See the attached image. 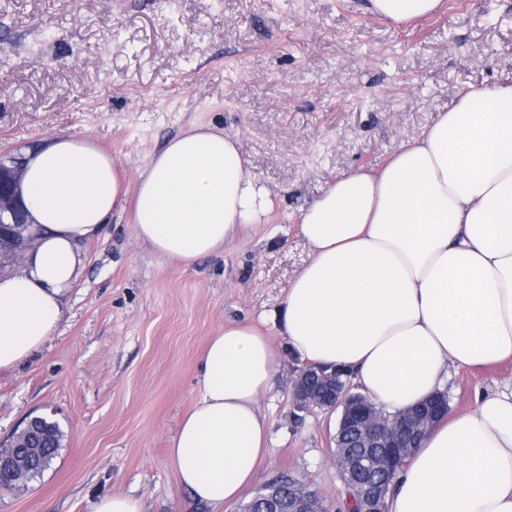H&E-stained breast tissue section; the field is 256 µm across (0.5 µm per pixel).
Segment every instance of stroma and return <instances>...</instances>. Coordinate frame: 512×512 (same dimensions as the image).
I'll return each mask as SVG.
<instances>
[{
    "mask_svg": "<svg viewBox=\"0 0 512 512\" xmlns=\"http://www.w3.org/2000/svg\"><path fill=\"white\" fill-rule=\"evenodd\" d=\"M366 0H0V149L86 138L134 190L150 157L190 125L236 139L273 211L245 240L185 266L140 243L133 200L86 240L63 322L28 364L0 372V440L34 415L64 441L0 512H90L122 493L140 512H238L287 472L329 512L337 413L301 412L281 367L261 397L269 436L255 480L214 510L191 504L168 454L197 397L199 355L224 326L277 310L309 260L298 216L337 176L381 165L471 85L512 80V0H446L436 16L383 20ZM512 382V361L454 373L449 410Z\"/></svg>",
    "mask_w": 512,
    "mask_h": 512,
    "instance_id": "stroma-1",
    "label": "stroma"
}]
</instances>
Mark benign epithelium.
Wrapping results in <instances>:
<instances>
[{
	"mask_svg": "<svg viewBox=\"0 0 512 512\" xmlns=\"http://www.w3.org/2000/svg\"><path fill=\"white\" fill-rule=\"evenodd\" d=\"M25 156L16 150L0 153V255L9 262L18 263L34 248L37 233L31 225L23 201L22 182ZM293 405L301 411L316 408L339 412L336 433L347 436L359 455L345 448L332 453L338 477L353 493L351 503L357 512H386V484L374 478L396 460L407 459L435 422L448 413V397L437 396L415 408L396 414L386 412L365 395L341 383L334 373L306 363L293 369ZM55 422L44 416L29 418L21 431L36 437L52 429ZM40 448H19L11 440L0 441V474H7L35 459ZM256 507L265 512H281L283 507L280 487L269 482L255 496L243 512ZM288 512H326L315 492L297 482L288 493Z\"/></svg>",
	"mask_w": 512,
	"mask_h": 512,
	"instance_id": "obj_1",
	"label": "benign epithelium"
}]
</instances>
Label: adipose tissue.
Segmentation results:
<instances>
[{
    "label": "adipose tissue",
    "mask_w": 512,
    "mask_h": 512,
    "mask_svg": "<svg viewBox=\"0 0 512 512\" xmlns=\"http://www.w3.org/2000/svg\"><path fill=\"white\" fill-rule=\"evenodd\" d=\"M443 0H370L394 22ZM126 191L111 156L56 135L26 154L23 199L39 231L0 277V371L32 359L61 324L81 243ZM139 241L191 265L244 239L273 209L234 139L194 126L168 141L135 188ZM310 260L276 327L304 361L346 368L395 412L442 392L450 370L512 361V83L472 85L378 168L342 174L300 212ZM278 370L256 323L225 326L199 357L197 400L169 455L193 502L235 500L267 437L259 399ZM387 512H512V386L478 395L422 440Z\"/></svg>",
    "instance_id": "1"
}]
</instances>
